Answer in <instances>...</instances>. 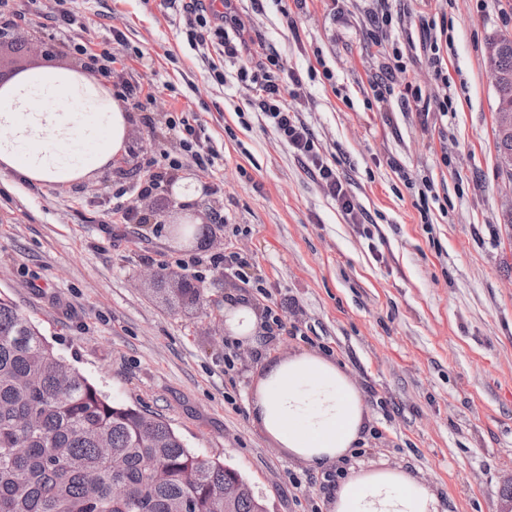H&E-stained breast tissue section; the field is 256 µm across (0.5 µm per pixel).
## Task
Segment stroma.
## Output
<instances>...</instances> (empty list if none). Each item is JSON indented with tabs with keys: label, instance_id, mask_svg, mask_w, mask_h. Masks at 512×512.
<instances>
[{
	"label": "stroma",
	"instance_id": "stroma-1",
	"mask_svg": "<svg viewBox=\"0 0 512 512\" xmlns=\"http://www.w3.org/2000/svg\"><path fill=\"white\" fill-rule=\"evenodd\" d=\"M388 5L400 24L376 44L379 0H234L254 42L302 76L301 116L363 212L351 224L306 162L243 112L233 65L225 85L208 83L163 0H76L94 41L115 27L149 50L152 69L123 52L115 67L152 100L133 113L125 153L89 179L38 184L0 170V297L111 400L164 418L189 448L239 470L269 512H331L324 471L277 448L249 413L265 359L303 351L336 360L365 397L368 431L342 476L401 468L437 488L447 512H512V224L502 218L512 183L497 168L485 65L489 40L512 35V0ZM423 18L448 24L458 100L425 121L370 89L396 47L407 63L398 83L437 96ZM320 62L333 81L312 75ZM170 109L204 125L219 165L207 175L185 161L175 183L138 200L145 223H123L112 191L175 150L160 127ZM426 180L435 198L424 216ZM179 182L197 187L192 202ZM230 248L249 257V282L212 265ZM150 269L164 287L199 286L200 304L170 308ZM242 295L258 310L294 305L275 339L237 348L228 372L219 321Z\"/></svg>",
	"mask_w": 512,
	"mask_h": 512
}]
</instances>
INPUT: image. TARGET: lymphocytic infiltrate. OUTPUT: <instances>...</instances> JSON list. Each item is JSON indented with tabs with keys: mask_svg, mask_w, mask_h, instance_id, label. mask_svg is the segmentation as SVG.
Segmentation results:
<instances>
[{
	"mask_svg": "<svg viewBox=\"0 0 512 512\" xmlns=\"http://www.w3.org/2000/svg\"><path fill=\"white\" fill-rule=\"evenodd\" d=\"M51 6L46 19L51 20L56 30L53 48L60 54H71L82 63L88 75L108 80L113 97L123 102L139 101V87L116 78L114 63L116 51H129L143 67H150L152 58L141 48L130 47L121 30H113L108 43L95 42L93 38H77L75 27L80 26L79 15L73 8V0H50ZM168 7L178 11L182 21V34L189 46L200 53L206 66L208 81L224 85L225 62L237 66V82L250 87L252 96L247 102L251 111L260 113L266 125L271 127L289 149L310 164V172L318 180L324 192L336 201L341 211L351 223H361L363 219L353 198L339 175L334 163L328 162L321 154L308 125L301 119L291 99L301 79L296 72L286 70L283 59L276 49L266 48L261 54H254L252 40L243 23L237 18L233 0H223L222 9H215L208 0H166ZM451 45L447 27L426 24L423 29L422 48L427 64L436 80H448V63L445 55ZM407 65L400 51H393L392 62L384 77L375 80L371 89L377 101H386L391 96H399L404 109L417 111L421 108L422 93L412 85L398 87L396 74L406 72ZM165 125L179 145L176 155H165L163 172L179 170L183 159H191L201 170H209L217 158L216 151L207 146L202 138L203 128L197 120L186 113L169 112L165 115ZM163 172L152 173L144 181L131 188H123L125 196H144Z\"/></svg>",
	"mask_w": 512,
	"mask_h": 512,
	"instance_id": "f902f5d3",
	"label": "lymphocytic infiltrate"
}]
</instances>
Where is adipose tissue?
<instances>
[{
    "label": "adipose tissue",
    "mask_w": 512,
    "mask_h": 512,
    "mask_svg": "<svg viewBox=\"0 0 512 512\" xmlns=\"http://www.w3.org/2000/svg\"><path fill=\"white\" fill-rule=\"evenodd\" d=\"M131 117L94 78L42 68L0 88V168L35 183L87 178L125 151ZM252 421L291 458L319 468L354 448L366 427L364 396L333 360L301 352L265 362ZM332 512H439L425 481L376 469L337 484Z\"/></svg>",
    "instance_id": "1"
}]
</instances>
